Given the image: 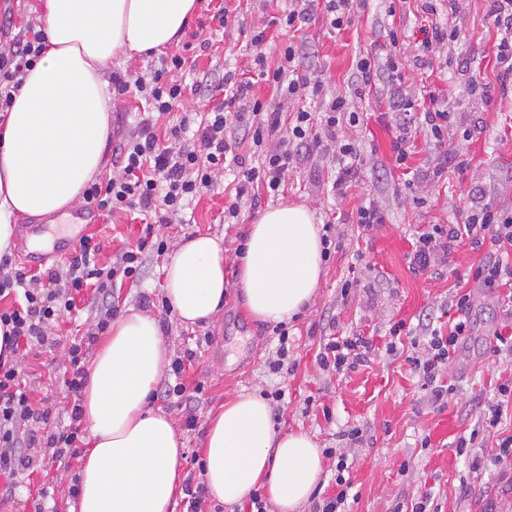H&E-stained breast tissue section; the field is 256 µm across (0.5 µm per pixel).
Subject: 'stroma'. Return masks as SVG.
Instances as JSON below:
<instances>
[{
	"instance_id": "35a3bbf8",
	"label": "stroma",
	"mask_w": 512,
	"mask_h": 512,
	"mask_svg": "<svg viewBox=\"0 0 512 512\" xmlns=\"http://www.w3.org/2000/svg\"><path fill=\"white\" fill-rule=\"evenodd\" d=\"M224 4L231 19L217 34L220 54L198 58L187 81L205 78L216 86L228 68L253 77L252 53L242 30L264 27L286 7L284 0H224ZM436 27L453 31L454 36L428 65L415 67L411 53L395 55L390 30H397L400 41L412 48ZM272 36L276 46L295 40L305 64L321 72L330 96L349 94L356 55L369 54L382 61L395 58L402 76L414 78L416 91L448 97L456 122L448 128L443 151L425 134H417L408 159L414 177L405 180L393 165L397 117L387 107L389 87L378 85L356 104L363 113L362 126L348 131L360 142L365 162L356 187L346 195H332L334 170L329 159L314 152L290 172L283 195L262 197L257 209L242 208L232 223L224 221V210L231 203L225 188L232 174L227 171L218 175L211 192L186 210L182 222L155 224V233L170 243L206 234L231 253L248 224L263 211L296 202L314 211L317 224L333 223L339 244L324 264L314 305L288 324L293 365L276 375L268 369L276 356L273 326L246 311L235 265L224 269L222 308L211 321L193 326L162 311L164 260L149 261L139 284L115 288L121 310L144 308L159 321L170 358L183 356L189 348L196 352L183 380L190 387L203 384L200 398L188 409L160 397L153 401L171 418L184 443L181 474L197 469L205 422L228 399L241 392L280 389L286 393L279 411L281 429L308 433L323 452L318 483L302 512H318L323 499L335 495L340 463L352 484L347 512H396L419 492L430 493L440 512H512V467L493 461L497 434L512 433V419L502 418L495 433L484 430L481 423L499 398V385L512 381V355L494 356L489 351L494 332L512 336L505 302L475 292L472 332L441 376L450 387L443 402L432 403L422 389L406 360L412 347L397 355L385 350L389 329L396 322H405L414 336L429 334L431 327L422 320L426 314L433 316V327H447L456 315L451 305L456 284L471 282L472 269L483 256L482 251L463 245L452 255L455 275L414 273L408 257L416 230L428 224L463 222L470 207L464 187L471 183L480 186L486 202L512 208V96L502 95L496 80L497 28L489 0H459L454 7L448 0H436L432 13L422 12L418 0H369L342 29L332 30L318 12L302 30H276ZM446 153L467 160V172L452 167L446 179L424 184L426 174ZM371 200L377 202L383 222L365 232L356 224L357 209ZM142 228L138 219L99 223L95 231L104 243L101 260L115 259L125 244L137 241ZM350 276L356 282L348 297H341V285ZM144 294L153 298L152 307L142 306ZM356 325L374 340L367 363L346 373L322 369L316 358L326 334ZM75 329L69 320L59 321L50 331L58 341L53 355H29L21 361L24 372L32 376L35 400L49 408L55 420L67 401L63 372ZM190 412L196 420L189 429L185 418ZM354 427L362 429L361 441L344 440V432ZM474 432L481 437L478 447L458 452V442ZM38 458L37 469L14 500L0 504V512H34L37 491L45 483L55 488L57 512H76L70 487L80 461L60 462L48 448L39 449Z\"/></svg>"
}]
</instances>
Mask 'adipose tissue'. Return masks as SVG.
I'll use <instances>...</instances> for the list:
<instances>
[{
  "label": "adipose tissue",
  "mask_w": 512,
  "mask_h": 512,
  "mask_svg": "<svg viewBox=\"0 0 512 512\" xmlns=\"http://www.w3.org/2000/svg\"><path fill=\"white\" fill-rule=\"evenodd\" d=\"M196 9V0H44L45 53L0 126V256L10 250L17 217L70 207L99 173L111 112L106 66L171 45ZM242 246L234 261L252 316L287 322L312 305L323 244L305 205L266 210ZM226 262L213 237L179 242L164 268L179 322L194 325L217 312ZM166 364L155 317L132 310L112 322L84 393L90 434L78 512H170L183 443L170 418L150 405ZM202 453L207 490L224 504L261 489L275 512H298L321 473L313 439L278 432L269 404L253 393L228 400L208 421Z\"/></svg>",
  "instance_id": "1"
}]
</instances>
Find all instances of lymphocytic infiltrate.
<instances>
[{"instance_id":"1","label":"lymphocytic infiltrate","mask_w":512,"mask_h":512,"mask_svg":"<svg viewBox=\"0 0 512 512\" xmlns=\"http://www.w3.org/2000/svg\"><path fill=\"white\" fill-rule=\"evenodd\" d=\"M498 41L496 44L497 79L502 92L512 91V0H491ZM247 38L257 55L254 62L259 76L270 83L280 100L292 104L289 114L264 105L256 99L252 81L236 71L224 73V98L212 105L196 131L186 123L160 127L159 122L184 104L188 95L212 97L213 88L199 81L188 85L176 79L186 62L187 53L208 54L209 39L185 42L180 50L163 56L159 68L141 75L116 72L112 75L114 95H134L143 103L129 135L120 137L112 148V175L85 185L84 204L111 218L159 213V222L171 223L193 201L210 191L219 172L226 165L238 166L234 201L226 215L238 217L243 205L257 207L262 195H278L288 173L296 169L307 151L331 154L337 176L332 189L346 195L363 163L357 140L342 136V127H356L362 121L354 100L364 99L376 85L394 87L388 105L401 118L392 143L397 166H406L411 154L413 129H427L436 143H443L454 117L447 99L429 95L419 99L414 93L398 90L402 75L394 60L379 61L363 55L355 62L351 96L324 99L321 74L302 66L295 43L279 46L274 60H267L262 50L267 42L263 29L249 31ZM45 26L36 15L15 21L13 6L0 12V124L4 123L14 103V95L24 76L42 56ZM322 100V117L314 119L303 109L306 100ZM245 104L242 112H233L235 104ZM287 129V140H279L280 129ZM248 140L257 156L256 164L244 163L236 154L240 140ZM484 249L485 255L473 271L477 288L502 293L512 288V210L485 203L475 197L471 213L461 224H431L418 231L409 255L415 273H426L446 263L462 243ZM102 244L95 236L83 238L72 253L59 264L35 273L14 268L9 257L0 258V300L12 303L0 307V335L13 353H30L55 346L48 331L59 320L78 313L77 299L86 289H93L92 302L97 333H105L119 311L112 290L118 283H140L151 257L168 255L166 239L155 235L153 225H145L143 234L109 263L99 260ZM457 316L448 323L447 332L432 331L421 354L411 357L414 373L429 390L432 402H440L445 389L439 379L448 361L471 332V295L455 296ZM374 348L372 338L351 332L329 337L318 361L323 368L336 371L362 366ZM69 376L65 380L68 401L65 419L51 423L47 408L34 403L22 382L18 363L0 360V500L12 498L21 476L31 475L37 451L52 449L56 459L80 458L85 434L81 395L87 371L84 339L72 338L68 350Z\"/></svg>"}]
</instances>
